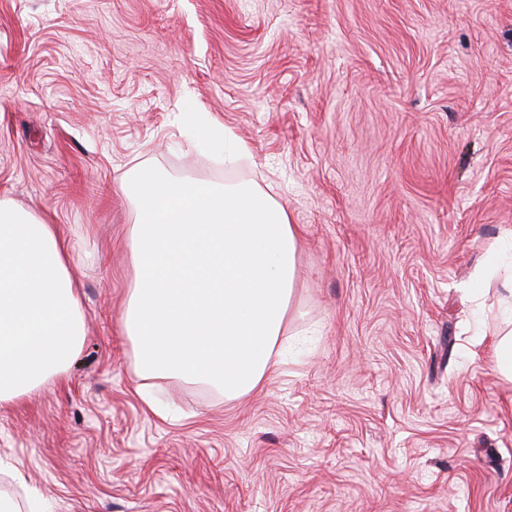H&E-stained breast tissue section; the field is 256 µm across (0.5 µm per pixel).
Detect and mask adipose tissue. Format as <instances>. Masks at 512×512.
Segmentation results:
<instances>
[{
  "mask_svg": "<svg viewBox=\"0 0 512 512\" xmlns=\"http://www.w3.org/2000/svg\"><path fill=\"white\" fill-rule=\"evenodd\" d=\"M134 269L121 330L139 377L203 381L237 399L275 373L298 278L297 225L252 184L150 170L135 181ZM56 225L0 199V404L63 380L85 336Z\"/></svg>",
  "mask_w": 512,
  "mask_h": 512,
  "instance_id": "ef3b65f1",
  "label": "adipose tissue"
}]
</instances>
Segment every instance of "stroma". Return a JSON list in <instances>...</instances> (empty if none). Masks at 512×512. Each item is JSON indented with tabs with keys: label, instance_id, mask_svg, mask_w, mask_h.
<instances>
[{
	"label": "stroma",
	"instance_id": "obj_1",
	"mask_svg": "<svg viewBox=\"0 0 512 512\" xmlns=\"http://www.w3.org/2000/svg\"><path fill=\"white\" fill-rule=\"evenodd\" d=\"M196 119L248 154L195 149ZM139 169L257 184L298 224L258 395L143 401ZM0 197L57 224L86 324L65 381L0 406L16 512H512L511 295L469 292L512 237V0H0Z\"/></svg>",
	"mask_w": 512,
	"mask_h": 512
}]
</instances>
